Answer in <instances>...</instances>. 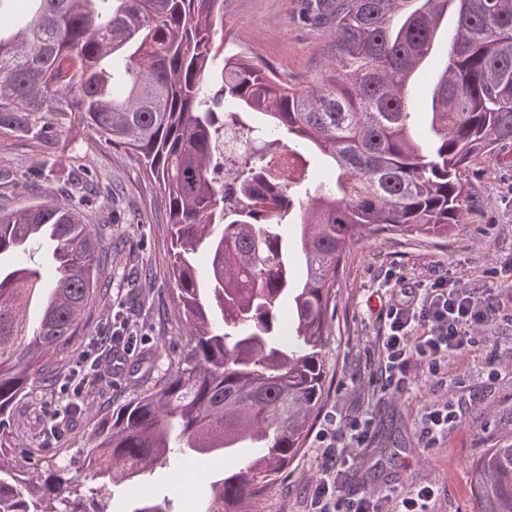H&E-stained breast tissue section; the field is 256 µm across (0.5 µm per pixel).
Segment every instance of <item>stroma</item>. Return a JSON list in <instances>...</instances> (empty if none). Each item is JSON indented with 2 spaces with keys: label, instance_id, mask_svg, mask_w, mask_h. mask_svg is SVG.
Returning a JSON list of instances; mask_svg holds the SVG:
<instances>
[{
  "label": "stroma",
  "instance_id": "obj_1",
  "mask_svg": "<svg viewBox=\"0 0 512 512\" xmlns=\"http://www.w3.org/2000/svg\"><path fill=\"white\" fill-rule=\"evenodd\" d=\"M223 38L225 49L247 52L296 87L316 84L332 56L331 29L314 23L310 0H224ZM442 61V53H435L414 74L421 92L413 119L425 144L434 138L427 111ZM36 170L43 173L39 188L20 189L19 181ZM79 171L87 172V182L112 188L111 196H98L84 213L101 242L97 294L74 334L33 370L25 395L13 406L8 456L16 462L20 449L39 446L47 413L74 398L85 414L67 421L60 445L43 452L44 459L70 464L114 410L158 386L189 342L169 273L171 235L164 205L155 183L121 149L101 144L78 124L48 147L1 139L0 204L19 209L78 199L84 184L73 175ZM466 176L473 202L448 236L391 232L350 244L328 315L324 400L304 448L256 512H304L312 492V450L331 414L340 420L366 416L374 424L353 485L382 492L432 477L441 484L434 512H474L471 470L481 449L512 443V320L499 315L484 328L485 340L473 355L449 361L429 383L397 397L382 395L374 382L372 347L385 329L380 298L389 289L423 288L445 276L495 304L512 292V144L471 165ZM116 318L138 336L133 353L111 354L103 341ZM85 360L98 362V371L80 373ZM445 397L471 398L475 404L464 426L449 430L439 445L425 447L421 417ZM251 454L240 448L198 464L174 456L146 473L143 482L153 494L177 503L190 495L202 499L212 476L239 467ZM196 465L201 471L192 489L172 484V471Z\"/></svg>",
  "mask_w": 512,
  "mask_h": 512
}]
</instances>
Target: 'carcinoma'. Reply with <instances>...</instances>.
Listing matches in <instances>:
<instances>
[{"label":"carcinoma","instance_id":"1","mask_svg":"<svg viewBox=\"0 0 512 512\" xmlns=\"http://www.w3.org/2000/svg\"><path fill=\"white\" fill-rule=\"evenodd\" d=\"M28 17L0 11V138L51 143L78 123L122 148L158 185L171 226L170 266L189 348L159 386L112 412L82 470L36 478L6 458L12 407L38 359L66 341L97 290L101 242L76 204L0 207V512H108L131 486L179 453L258 448L215 475L195 512H249L304 447L326 389L327 313L348 246L359 236H446L470 206L469 166L512 142V0H337L333 52L318 84L276 72L217 38L224 0H36ZM453 17L432 91L425 147L414 134L412 75ZM242 135V163L224 178V132ZM288 133L289 144L277 133ZM286 149L294 173L278 167ZM330 176L300 197L303 152ZM285 224L296 226L297 273ZM54 244L56 278L16 260ZM210 265L201 279L195 254ZM291 321L283 323V305ZM78 403L46 420L51 443ZM478 512H512V443L472 469ZM129 512H172L151 497Z\"/></svg>","mask_w":512,"mask_h":512}]
</instances>
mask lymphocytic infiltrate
I'll use <instances>...</instances> for the list:
<instances>
[{"instance_id": "1", "label": "lymphocytic infiltrate", "mask_w": 512, "mask_h": 512, "mask_svg": "<svg viewBox=\"0 0 512 512\" xmlns=\"http://www.w3.org/2000/svg\"><path fill=\"white\" fill-rule=\"evenodd\" d=\"M494 316L478 292L444 277L427 288L400 289L385 313L386 333L374 340L386 391L403 395L413 382L414 367L434 377L448 360L471 354L478 330ZM462 422L459 404L438 400L424 413L420 436L433 446ZM371 433V420L354 416L322 438L313 451L314 488L307 512H433L440 486L431 478L383 494L348 487L347 470L361 460Z\"/></svg>"}]
</instances>
